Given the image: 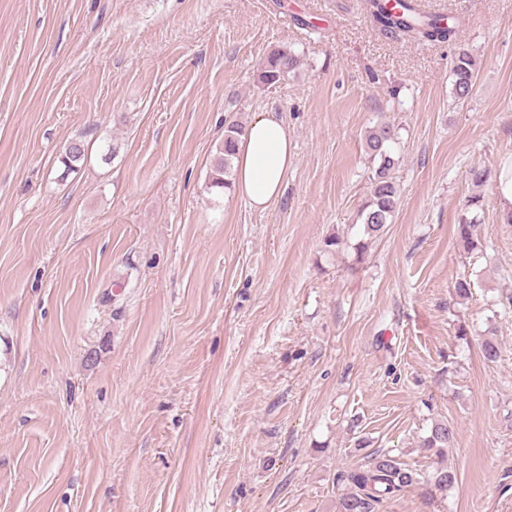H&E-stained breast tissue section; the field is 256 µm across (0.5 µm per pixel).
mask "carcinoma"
<instances>
[{
    "instance_id": "cac0c4a2",
    "label": "carcinoma",
    "mask_w": 512,
    "mask_h": 512,
    "mask_svg": "<svg viewBox=\"0 0 512 512\" xmlns=\"http://www.w3.org/2000/svg\"><path fill=\"white\" fill-rule=\"evenodd\" d=\"M365 9L372 25L384 35L408 37L426 43H453L457 40L459 23L450 15L426 13L412 0H403L400 8L389 7L387 0H364ZM300 66V58L284 48L273 49L262 62L258 79L264 84H275L294 74ZM477 64L469 51L458 48L452 67L454 96L464 100L471 94L476 81ZM244 134V126L230 122L224 129V141L211 167L209 185L212 188L230 190L233 187V159L237 142ZM398 132L391 124H381L365 135V150L370 160L377 163L371 180V195L361 209L360 218L364 235L380 236L391 223L398 204L399 190L391 176L395 159L391 146L396 143ZM85 159L84 144L70 142L61 158L63 175L75 172ZM458 234L465 248L475 250L479 243V225L463 214L457 224ZM454 428L444 421L432 425L431 433L423 440L426 448L441 452L454 442ZM345 480L353 490L342 494L338 512H375L378 504L404 488L418 482L417 473L398 466L387 456H377L365 468L349 472Z\"/></svg>"
}]
</instances>
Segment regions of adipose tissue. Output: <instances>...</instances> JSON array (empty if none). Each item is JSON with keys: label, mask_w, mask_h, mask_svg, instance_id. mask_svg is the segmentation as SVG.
Masks as SVG:
<instances>
[{"label": "adipose tissue", "mask_w": 512, "mask_h": 512, "mask_svg": "<svg viewBox=\"0 0 512 512\" xmlns=\"http://www.w3.org/2000/svg\"><path fill=\"white\" fill-rule=\"evenodd\" d=\"M294 158L293 140L275 113L257 114L238 141L236 196L252 208L266 209L282 195Z\"/></svg>", "instance_id": "1"}]
</instances>
